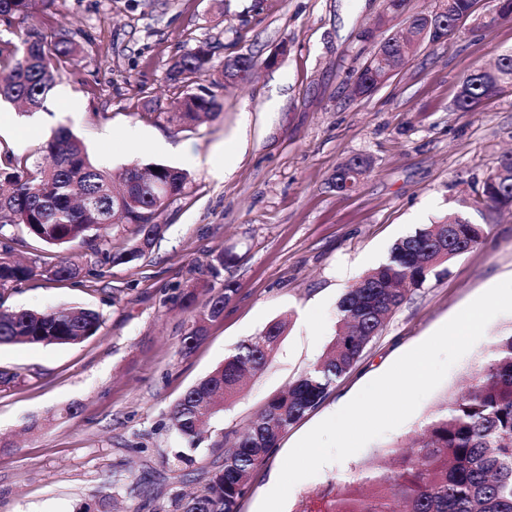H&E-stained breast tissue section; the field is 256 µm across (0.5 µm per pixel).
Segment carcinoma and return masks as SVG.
<instances>
[{"label":"carcinoma","mask_w":512,"mask_h":512,"mask_svg":"<svg viewBox=\"0 0 512 512\" xmlns=\"http://www.w3.org/2000/svg\"><path fill=\"white\" fill-rule=\"evenodd\" d=\"M483 27L512 18V0H493ZM475 0H439L450 18L472 15ZM37 0H0V27H12L20 17L32 15ZM427 13L416 14L413 37L397 42L384 57L361 69L358 84L369 90L386 69L410 57L424 33ZM90 39L67 22H56L47 37L30 27L17 34V42H0V99L39 110L55 82L68 70L81 66ZM210 43L203 41L182 53L170 67L169 79L182 88L164 119L178 127H191L202 116L219 114L221 104L201 84L212 68ZM498 72L469 75L455 100L460 112H469L493 96L501 84L512 82V53L498 57ZM44 161H29L0 148V182L12 191L0 201V297L37 275L77 281L87 273L84 255L46 267L36 260L16 259L25 234L48 246L78 243L94 256L116 263L140 259L162 232L159 212L185 193L189 174L162 163L125 168L122 188L112 186L113 175L94 164L85 142L68 128L56 129L40 147ZM499 190L482 186L476 203L492 212L512 209V157L502 156ZM453 213L435 224L396 242L387 262L365 273L340 299L335 334L326 353L300 374L288 390L271 397L235 434L224 460L208 477L204 489L193 496L177 495L171 512H236L238 499L258 467L277 448L279 437L330 393L336 381L356 364L367 345L379 335L385 320L405 301L408 288L422 286L438 275L437 268L453 257L481 245L485 228L462 224ZM135 226V241L125 246L121 230ZM208 303L193 315L183 338L190 351L204 336L206 323L219 318L232 300L229 283L208 285ZM102 315L91 308L58 310L10 309L0 304V345L26 342L66 345L97 335ZM287 322L277 320L258 335L239 344L209 376L187 390L171 410L170 418L184 443L175 451L180 461H193L205 424L224 411L243 381L262 371ZM512 512V331L495 337L488 355L472 373L468 384L429 417L421 432L406 439L401 459L394 465L376 456L348 482H329L299 512Z\"/></svg>","instance_id":"cac0c4a2"}]
</instances>
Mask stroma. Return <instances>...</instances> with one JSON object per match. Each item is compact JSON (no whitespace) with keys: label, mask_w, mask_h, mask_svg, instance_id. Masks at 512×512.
<instances>
[{"label":"stroma","mask_w":512,"mask_h":512,"mask_svg":"<svg viewBox=\"0 0 512 512\" xmlns=\"http://www.w3.org/2000/svg\"><path fill=\"white\" fill-rule=\"evenodd\" d=\"M382 0H55L34 20L0 27V39L36 24L50 29L65 15L92 39L83 66L58 80L42 110L12 118L0 140L37 156L61 126L87 143L112 172L134 164L186 169L183 196L160 214L161 238L141 259L111 264L88 256L82 281L31 279L0 302L13 309L81 305L101 313L96 336L70 345L0 346V369L18 374L0 391V512H84L97 491L113 495L115 512H168L175 494L203 489L224 459L225 433L240 430L276 393L326 352L337 304L358 278L387 261L395 242L448 214L484 225L477 248L410 289L382 332L326 399L290 426L237 502L258 512L271 473L296 442L346 405L396 359L428 338L472 300L512 278V213L481 214L472 201L498 160L512 151V83L469 112L457 111L463 80L512 52V19L481 24L493 7L481 0L440 43H423L405 66L370 94L353 82L370 56L358 33L382 12ZM210 42L212 63L239 54L258 66L246 81L216 88L217 117L191 128L167 123L179 90L172 60ZM278 65L265 66L271 55ZM79 101L81 111L70 109ZM224 151L223 178L186 166L184 152ZM370 158L352 191L332 182L348 159ZM223 252L220 278L236 293L208 323L191 352L183 306L208 298L211 253ZM287 329L267 366L211 421L190 463L173 459L181 440L170 411L186 390L270 322ZM512 330V313L495 317L480 340L398 428L341 462L297 483L284 512L363 463L404 443L446 396L456 392L494 338ZM75 415H66V408Z\"/></svg>","instance_id":"35a3bbf8"}]
</instances>
